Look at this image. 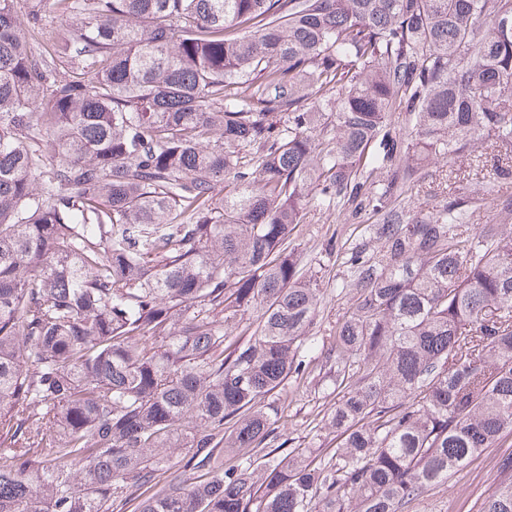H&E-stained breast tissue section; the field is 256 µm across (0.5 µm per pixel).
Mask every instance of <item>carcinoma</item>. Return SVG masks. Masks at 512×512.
Instances as JSON below:
<instances>
[{"instance_id": "obj_1", "label": "carcinoma", "mask_w": 512, "mask_h": 512, "mask_svg": "<svg viewBox=\"0 0 512 512\" xmlns=\"http://www.w3.org/2000/svg\"><path fill=\"white\" fill-rule=\"evenodd\" d=\"M42 2L0 0V512H114L130 481L138 512H404L512 436V0H53L48 48ZM439 158L458 190L412 215ZM479 200L503 223L466 235ZM319 205L381 219L313 463L266 447ZM46 440L80 480L33 466ZM494 468L479 512H512ZM193 448H168L165 452L168 481L178 482L182 478L184 466L192 455Z\"/></svg>"}]
</instances>
